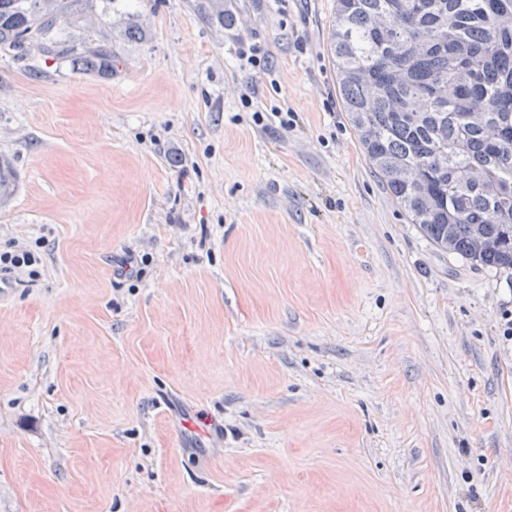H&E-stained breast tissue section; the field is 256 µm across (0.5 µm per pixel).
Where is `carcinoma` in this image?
<instances>
[{"instance_id": "cac0c4a2", "label": "carcinoma", "mask_w": 512, "mask_h": 512, "mask_svg": "<svg viewBox=\"0 0 512 512\" xmlns=\"http://www.w3.org/2000/svg\"><path fill=\"white\" fill-rule=\"evenodd\" d=\"M0 0V51L73 57L112 75V50L56 38L73 0ZM204 16L225 22L224 0ZM330 51L375 173L438 248L512 270V0H336Z\"/></svg>"}]
</instances>
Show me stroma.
<instances>
[{"label": "stroma", "mask_w": 512, "mask_h": 512, "mask_svg": "<svg viewBox=\"0 0 512 512\" xmlns=\"http://www.w3.org/2000/svg\"><path fill=\"white\" fill-rule=\"evenodd\" d=\"M204 2L76 0L106 79L0 53V512H512V271L370 167L334 0ZM37 263L34 253L27 249H19L13 252L0 251V273H11L12 270L32 267Z\"/></svg>", "instance_id": "obj_1"}]
</instances>
